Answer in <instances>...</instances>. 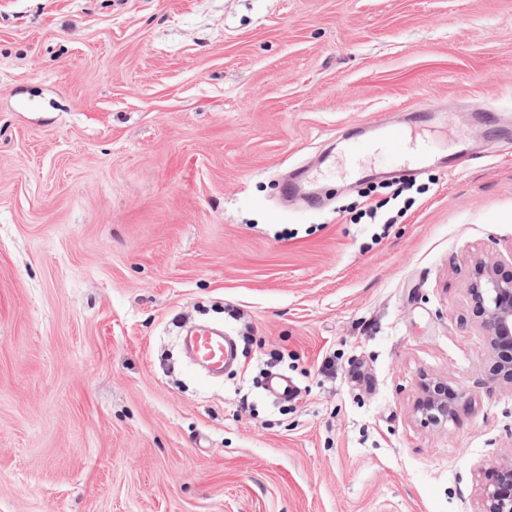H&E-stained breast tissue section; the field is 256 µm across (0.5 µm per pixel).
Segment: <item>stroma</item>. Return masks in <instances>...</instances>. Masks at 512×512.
I'll return each mask as SVG.
<instances>
[{
  "label": "stroma",
  "mask_w": 512,
  "mask_h": 512,
  "mask_svg": "<svg viewBox=\"0 0 512 512\" xmlns=\"http://www.w3.org/2000/svg\"><path fill=\"white\" fill-rule=\"evenodd\" d=\"M508 116L512 0H0V512H478ZM377 120L407 137L348 162ZM299 166L320 207L281 202ZM203 320L240 339L220 382L176 342ZM425 375L464 394L441 430Z\"/></svg>",
  "instance_id": "stroma-1"
}]
</instances>
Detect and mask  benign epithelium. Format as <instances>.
I'll return each mask as SVG.
<instances>
[{"mask_svg": "<svg viewBox=\"0 0 512 512\" xmlns=\"http://www.w3.org/2000/svg\"><path fill=\"white\" fill-rule=\"evenodd\" d=\"M468 294L476 324L482 330L492 368L482 384L512 389V274L493 263L474 265ZM463 394L447 382L424 378L414 411L426 427L441 428L456 419ZM480 512H512V464L500 468L482 493Z\"/></svg>", "mask_w": 512, "mask_h": 512, "instance_id": "7a95c632", "label": "benign epithelium"}]
</instances>
